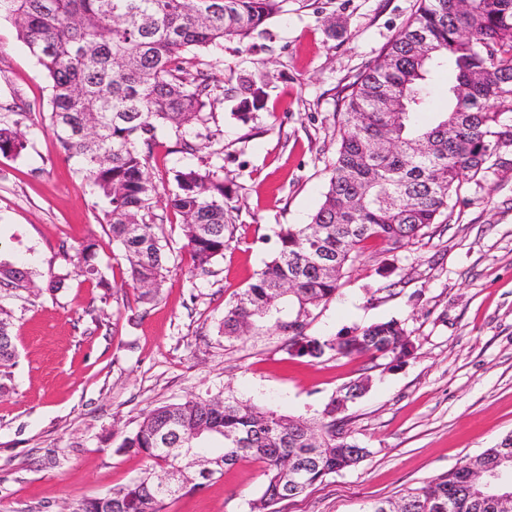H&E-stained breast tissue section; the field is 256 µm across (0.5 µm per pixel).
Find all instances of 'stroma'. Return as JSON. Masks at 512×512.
Instances as JSON below:
<instances>
[{"instance_id": "1", "label": "stroma", "mask_w": 512, "mask_h": 512, "mask_svg": "<svg viewBox=\"0 0 512 512\" xmlns=\"http://www.w3.org/2000/svg\"><path fill=\"white\" fill-rule=\"evenodd\" d=\"M417 0H314L273 18L253 48L225 42L212 82L265 62L276 79L264 107L238 121L216 103L211 129L224 146L233 190L234 240L210 274L190 273L179 216L168 206L171 171L210 162L207 152L176 153V135H158L151 175L154 212L170 243V271L158 297L136 300L126 262L103 222L104 201L59 151L51 131L26 154L0 155V260L25 263L35 288H0L12 313L14 388L0 395V512H60L128 483L147 461L122 447L154 407L186 398L235 395L289 416H320L344 388L345 428L370 450L358 466L326 476L276 512H362L458 467L512 432V152L464 180L448 221L405 251L369 244L335 298L313 309L319 338L395 319L414 345L400 364L326 352L290 355L270 326L228 340L224 307L277 248L280 224H305L319 206L335 155L346 87L414 13ZM338 26L328 32L324 15ZM51 87L15 27L0 22V121L16 109L47 117ZM97 245L111 289L75 271L81 241ZM65 288L50 292V273ZM264 465L225 470L165 512H253Z\"/></svg>"}]
</instances>
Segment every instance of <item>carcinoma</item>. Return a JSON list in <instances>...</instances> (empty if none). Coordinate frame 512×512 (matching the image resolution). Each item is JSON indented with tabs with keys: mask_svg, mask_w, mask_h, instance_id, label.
<instances>
[{
	"mask_svg": "<svg viewBox=\"0 0 512 512\" xmlns=\"http://www.w3.org/2000/svg\"><path fill=\"white\" fill-rule=\"evenodd\" d=\"M415 12L380 56L351 85L336 113L340 138L323 200L306 224H280L277 249L224 310L226 338L246 335L270 318L289 337L290 354L319 358L371 355L401 362L412 354L410 333L397 320L320 339L307 334L311 310L336 296L369 242L403 250L448 211L464 175L485 172L488 160L512 151V0H417ZM288 0H0V19L51 82L49 127L77 173L106 203L104 221L127 263V275L149 303L169 267L152 213L157 185L149 173L156 134L178 133L174 152L194 155L217 143L208 126L216 86L208 68L190 69L186 55L226 41L245 44L268 35ZM454 75L448 106L428 125L434 75ZM274 75L260 66L223 87L245 122L263 107ZM190 128L193 136L183 130ZM40 130L36 122L0 125V154L20 156ZM168 204L181 217L198 274H207L233 241L231 190L224 166L172 170ZM87 281L109 287L96 244L76 251ZM31 271L0 264V285L26 290ZM11 313L0 307V393L13 389L17 348ZM356 383L334 396L318 418L291 417L233 395L186 399L149 411L120 447L136 448L150 466L128 484L83 499L70 512H164L174 496L159 492L158 475L184 476V493L212 478L196 477L194 456L229 468L255 457L265 464L263 508L297 498L368 456L336 415ZM177 448L179 452L170 453ZM512 453L507 435L464 465L398 499L371 502L364 512H500L477 493L478 465L501 468Z\"/></svg>",
	"mask_w": 512,
	"mask_h": 512,
	"instance_id": "cac0c4a2",
	"label": "carcinoma"
}]
</instances>
